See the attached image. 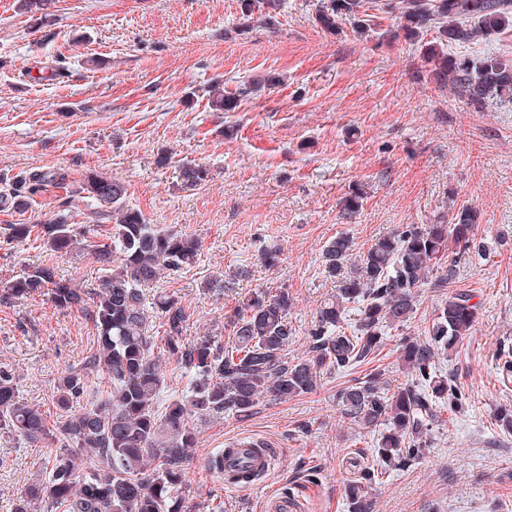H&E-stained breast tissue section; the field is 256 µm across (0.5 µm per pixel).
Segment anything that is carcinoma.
<instances>
[{
	"instance_id": "1",
	"label": "carcinoma",
	"mask_w": 512,
	"mask_h": 512,
	"mask_svg": "<svg viewBox=\"0 0 512 512\" xmlns=\"http://www.w3.org/2000/svg\"><path fill=\"white\" fill-rule=\"evenodd\" d=\"M50 2L18 0V9L42 24ZM239 2L243 31L255 20L276 25L283 8V0ZM370 8V0H328L317 22L334 30L349 19L362 34L360 16ZM385 13L396 21L397 31L420 44V56L437 83L477 108L512 103L511 61L448 51L512 27V0H391ZM431 31L435 37L425 40ZM209 105L216 112H231L240 99L217 83ZM208 178L200 164L180 166L185 189H195ZM65 180L66 174L52 170L10 178L1 173L9 192L0 196V205L23 212L41 188ZM79 193L107 208L112 220L111 228L91 240L87 227L69 224L62 215L8 228L10 243L22 244L35 232L49 250L87 253L104 267L98 287L90 292L60 277L52 263L37 265L7 285L14 296L45 291L54 306L87 312L97 334L82 366L68 367L55 378L53 412L20 397L15 371L0 364V437L34 447L47 440L62 442L58 453L47 449L49 467L17 495L13 512H36L45 502L62 512H187L180 491L197 445L195 420H220L230 412L246 417L264 398L287 400L315 392L323 371L369 360L383 347L385 330L407 325L417 311V289L427 285L446 290L427 338L399 340V359L415 380L393 388L385 373L374 369L336 393L344 414L378 436L371 460L348 486L349 512H375L372 486L389 471L409 467L441 422L442 409L461 401L436 360L454 352L478 323L472 295L453 289V284L460 264L482 251L475 234L479 213L468 206L453 207L446 223L408 224L357 253L344 233L328 240L322 248L324 274L336 282V295L316 312L308 352L291 360L292 299L286 288L258 291L246 299L244 312L230 321L229 349L213 332L183 342L185 309L171 299L161 302L167 352L187 390L160 408L166 375L162 354L154 352L148 335L146 291L165 271L195 262L199 241L191 233L146 223L140 212L123 204L125 187L114 179L89 173ZM350 304L358 305V319L348 335L342 323ZM98 372L108 382L91 399ZM498 375L503 385L512 382V347L506 344L498 353ZM207 468L233 482L259 478L243 459L224 466L222 451L207 458Z\"/></svg>"
}]
</instances>
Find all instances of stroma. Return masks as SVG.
I'll return each instance as SVG.
<instances>
[{
	"instance_id": "obj_1",
	"label": "stroma",
	"mask_w": 512,
	"mask_h": 512,
	"mask_svg": "<svg viewBox=\"0 0 512 512\" xmlns=\"http://www.w3.org/2000/svg\"><path fill=\"white\" fill-rule=\"evenodd\" d=\"M323 3L285 0L276 26L242 33L238 0H55L42 26L16 0H0V173L58 169L69 179L37 193L25 213L0 207V282L50 262L76 287H97L93 258L5 241L8 225L63 209L70 223H100L70 191L96 172L123 183L126 206L147 223L199 238L197 262L166 271L154 289L185 309L184 341L224 326L245 296L284 288L295 330L288 354L300 357L321 302L336 291L322 266L329 239L345 233L363 250L391 230L437 223L451 205L474 208L486 251L461 264L458 285L477 303L478 324L440 360L463 404L443 411L422 453L385 476L374 497L376 512H512V433L494 420L497 409L512 410V390L495 374L500 344H512V105L477 109L437 83L382 11L362 35L347 20L324 30ZM59 56L55 79L38 80ZM271 77L278 87L257 89ZM218 80L243 91L235 111H210ZM168 152L172 162L162 163ZM182 160L204 165L208 181L182 189ZM353 193L362 207L349 218L343 205ZM274 247L280 262L265 266L260 253ZM440 300L419 289L406 328L388 330L375 358L324 372L316 392L199 421L186 505L263 512L267 497L285 495L300 512H349L346 488L374 437L344 415L336 393L375 368L392 386L410 382L397 344L425 337ZM95 336L82 311L0 290V363L16 371L29 403L50 408L54 378L82 364ZM238 441L264 443L275 463L256 487L232 491L205 460ZM44 461V449L0 440V512H12Z\"/></svg>"
}]
</instances>
